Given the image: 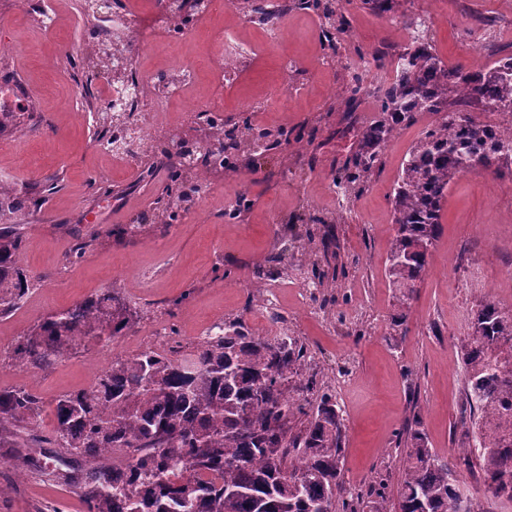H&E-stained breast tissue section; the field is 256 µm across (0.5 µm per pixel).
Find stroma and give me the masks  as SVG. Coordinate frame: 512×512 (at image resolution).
<instances>
[{"instance_id": "1", "label": "stroma", "mask_w": 512, "mask_h": 512, "mask_svg": "<svg viewBox=\"0 0 512 512\" xmlns=\"http://www.w3.org/2000/svg\"><path fill=\"white\" fill-rule=\"evenodd\" d=\"M42 2L50 13L44 21L17 17L16 0H0V16L13 18L0 25V76L26 87L15 99L1 97L0 106L33 108L26 134L0 136V178L34 201L0 215V224L21 226L28 239L21 264L37 281L24 306L0 317V388L36 392L44 403L40 427L50 431L55 400L88 386L111 356L139 352L152 320L175 326L186 347L212 323L235 317L255 335H271L253 288L260 279L275 287L294 336L306 344L317 386L330 389L341 408L345 480L361 496L360 512H368L381 485L397 501L406 426L417 425L441 454L466 445L457 425L465 399L458 342L488 292L512 305V179L474 170L452 186L428 271L404 309L385 272L394 229L390 194L433 116L419 114L394 134L360 191L334 200V180L354 157L360 128L376 116L368 90L385 76L372 62L354 70L359 53L404 45V17L420 13L444 62L480 67L512 55V0H401L399 12L382 15L362 0H341L348 27L330 39L321 11L288 0L275 41L249 24L243 0H226L223 11L173 38L171 47L145 51L137 60L145 73L177 61L194 66L188 90L168 105L169 122L191 132L192 108L216 104L227 127L247 118L278 143L263 153L242 148L209 193L168 228L153 211L164 177L140 179L145 162L161 161L160 152L119 162L97 149L98 96L108 83L92 63L99 43L90 36L85 0ZM482 17L493 19L494 41L477 52ZM226 34L254 43L256 53L224 81L208 63ZM355 78L366 93L349 109L342 91ZM104 170L119 197L95 192ZM244 195L249 207L227 219ZM140 217L145 232L121 234ZM76 232L91 242L78 261L68 256ZM275 253L282 256L277 265L269 261ZM315 269L324 285L309 295L304 283ZM107 287L148 318L42 370L8 357L7 347L43 316ZM314 306L324 307L326 319L310 318ZM12 453L9 443L0 444V512H86L76 495L45 476L51 449H27L19 461Z\"/></svg>"}]
</instances>
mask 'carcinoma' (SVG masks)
Masks as SVG:
<instances>
[{
    "label": "carcinoma",
    "instance_id": "cac0c4a2",
    "mask_svg": "<svg viewBox=\"0 0 512 512\" xmlns=\"http://www.w3.org/2000/svg\"><path fill=\"white\" fill-rule=\"evenodd\" d=\"M325 18L346 25L335 0H308ZM415 36L397 56L395 74L375 94L377 119L339 177L346 188L381 159L397 129L429 112L426 130L405 159L393 188V224L386 272L407 304L429 265L441 230L448 189L477 169L497 177L512 163L505 126L475 116L512 117V56L475 71L450 67L427 37L428 20L405 21ZM15 112L0 113V134H15ZM191 171L172 163L157 204L165 223L178 221ZM28 208V199L0 184V213ZM27 239L18 224H0V315L19 309L35 280L20 253ZM144 318L106 288L40 319L17 341L12 359L42 369L90 340L111 341ZM466 406L459 419L481 451L440 455L424 434L406 431L400 452L398 512H475L477 496L459 480L461 467L478 464L485 490L512 505V306L483 298L460 339ZM307 348L286 332L254 335L242 319L216 326L192 350L175 358L150 349L117 356L86 389L55 401L54 431L38 429L42 399L26 388H0V431H16L17 447L58 448L59 466L46 472L82 498L87 512H358L343 472L344 419L336 397L303 379ZM122 448L126 461L107 467L98 458Z\"/></svg>",
    "mask_w": 512,
    "mask_h": 512
}]
</instances>
